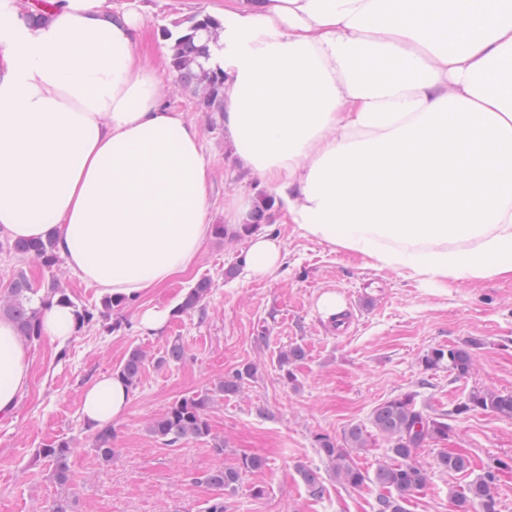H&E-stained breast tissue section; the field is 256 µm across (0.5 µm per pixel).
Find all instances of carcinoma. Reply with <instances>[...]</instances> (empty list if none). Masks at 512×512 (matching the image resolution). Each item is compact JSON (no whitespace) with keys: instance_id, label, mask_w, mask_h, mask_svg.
Segmentation results:
<instances>
[{"instance_id":"obj_1","label":"carcinoma","mask_w":512,"mask_h":512,"mask_svg":"<svg viewBox=\"0 0 512 512\" xmlns=\"http://www.w3.org/2000/svg\"><path fill=\"white\" fill-rule=\"evenodd\" d=\"M222 23L215 17L202 11L175 25V29H164L163 37L169 41V68L176 80L186 89L200 96L202 107L207 112L224 110V74L204 67L202 60L208 58L210 42L217 40ZM272 198L264 196L244 225L245 231L265 223L269 219ZM11 249L23 256L38 259L41 265L51 270L59 260L52 241L29 243L15 241ZM212 281L208 277L200 278L183 295L177 311L190 313L201 309L203 302L211 293ZM57 300L73 308L76 329L108 319L113 311H119L130 303V299L120 295H106L100 306L87 307L73 301L65 289L54 283L47 284L46 291L36 288L28 274L20 269L12 277L6 292L0 294V315L11 320L18 334L32 344L42 338L40 327L41 306ZM185 357V350L178 341L171 342L164 355L156 360L157 365L177 364ZM147 355L139 347L130 349L126 358L117 369V374L130 387H135L145 366ZM473 354L467 344L448 349L435 348L421 359L425 370L446 368L461 377L469 373ZM257 368L246 363L228 378L218 382L213 389L192 396L181 397L170 403L148 423V431L153 437L167 446H176L189 439L206 440L213 450L221 454L224 440L212 435L207 410L215 398L240 392L246 380L255 376ZM482 410L501 417L512 418V393L493 390H477L469 394L467 401L444 414H427L416 408L415 396L402 394L379 404L372 414L375 431L391 444L393 462L379 466L374 473V481L385 490L377 500L378 512H404L402 503L414 493L427 486L428 471L417 460V449L426 443L448 439V423L444 417ZM112 427L97 430L93 437V447L97 459L112 461L114 448ZM368 447V436L358 425L345 430L342 440L329 437L318 440V452L330 464L336 480L351 488H357L367 480V476L358 467L353 454ZM73 452V441L60 439L46 448L37 450V455L53 467L55 480L66 485L71 480L69 457ZM440 465L451 472H463L469 468V460L460 454L446 453L440 458ZM264 466V460L258 456L247 457L241 462L209 472L204 481L224 491L237 489L241 474L248 470H257ZM512 470V459L498 458L487 465L482 476L471 482L464 492L455 496L459 512H497L495 481L498 473ZM303 481L308 495L319 499L324 494V486L312 471H302Z\"/></svg>"}]
</instances>
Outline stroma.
<instances>
[{
  "label": "stroma",
  "mask_w": 512,
  "mask_h": 512,
  "mask_svg": "<svg viewBox=\"0 0 512 512\" xmlns=\"http://www.w3.org/2000/svg\"><path fill=\"white\" fill-rule=\"evenodd\" d=\"M109 2L113 10L141 15L137 52L156 70L166 106L198 126L210 173L211 222L222 225L227 196L255 200L266 188L258 178L233 171L219 113L204 111L170 73L162 31L224 0ZM268 230L282 237L286 252L272 274L255 276L243 267L248 234L216 233L171 286L118 311V331L96 324L75 332L61 348L45 338L32 344L30 389L12 416L0 418V512H49L63 497L72 499L74 512H205L219 496L225 512H376L375 484L353 489L339 483L317 451L319 437L338 440L349 426L370 428L374 409L403 393L414 394L417 408L432 412L465 401L476 388L512 393L511 278L461 280L444 288L370 267L292 224ZM20 269L42 283L56 280L75 302L94 306L102 298L66 263L48 271L1 243L0 293ZM204 276L213 287L202 310L178 313L183 294ZM328 292L340 300L337 314L320 305ZM155 304L172 314L151 334L141 328L138 313ZM175 339L185 348L184 359L156 367L155 358ZM465 343L473 353L468 375L423 370L427 351ZM136 346L150 360L126 412L113 424L116 455L103 462L93 450L95 431L81 418L82 393L99 374L114 372ZM294 346L304 358L281 368L279 353ZM248 362L257 366L255 378L241 393L217 398L208 411L213 434L224 440L223 454L198 440L169 447L148 433L149 420L170 402L213 388ZM448 425L447 439L417 453L430 480L405 502L406 512H456L450 490L466 487L492 459L512 457V419L476 410L449 417ZM63 438L76 442L66 485L37 456L38 449ZM448 452L466 455L470 470L443 469L438 460ZM253 455L265 465L244 472L235 492L224 495L203 483L208 472ZM304 468L320 478V500L308 497Z\"/></svg>",
  "instance_id": "obj_1"
}]
</instances>
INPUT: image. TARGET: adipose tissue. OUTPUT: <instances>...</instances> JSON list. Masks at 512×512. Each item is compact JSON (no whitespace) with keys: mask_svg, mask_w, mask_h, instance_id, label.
Wrapping results in <instances>:
<instances>
[{"mask_svg":"<svg viewBox=\"0 0 512 512\" xmlns=\"http://www.w3.org/2000/svg\"><path fill=\"white\" fill-rule=\"evenodd\" d=\"M205 68L224 74V140L273 218L422 281L512 276V0H224ZM134 13L63 0L29 25L0 0V234L52 241L105 295L185 274L214 231L198 128L161 104ZM252 233L243 263L276 269ZM32 357L0 319V415ZM131 390L83 392L90 427Z\"/></svg>","mask_w":512,"mask_h":512,"instance_id":"adipose-tissue-1","label":"adipose tissue"}]
</instances>
